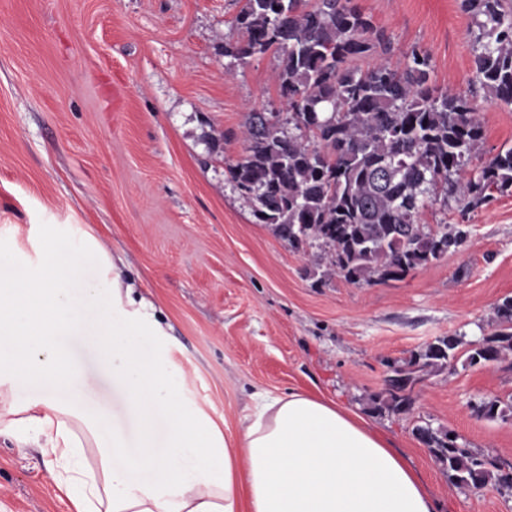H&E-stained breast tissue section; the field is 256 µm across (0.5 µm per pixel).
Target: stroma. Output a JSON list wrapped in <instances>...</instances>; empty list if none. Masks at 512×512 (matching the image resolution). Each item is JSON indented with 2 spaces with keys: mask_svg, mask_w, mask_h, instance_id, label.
Returning <instances> with one entry per match:
<instances>
[{
  "mask_svg": "<svg viewBox=\"0 0 512 512\" xmlns=\"http://www.w3.org/2000/svg\"><path fill=\"white\" fill-rule=\"evenodd\" d=\"M386 30L390 62L411 47L432 57V82L474 78L472 19L460 0H354ZM240 0H0V266L40 268L52 233L79 252L74 292L102 286L85 253L96 239L167 324L163 365L185 378L188 406L236 431L252 397L302 388L358 413L420 475L436 512H512V489L449 482L415 426L454 431L490 470L512 463V356L471 366L512 298V195L468 214L428 205L429 226L462 224L463 247L403 279L351 285L319 246L294 251L257 223L228 167L244 153L249 112H285L278 61L225 57ZM483 155L512 147V105L478 97ZM218 140L221 153H210ZM456 357L423 376L406 412L375 413L387 364L443 336ZM97 379L108 430L137 421L96 349L70 341ZM0 512H74L40 449L0 438Z\"/></svg>",
  "mask_w": 512,
  "mask_h": 512,
  "instance_id": "stroma-1",
  "label": "stroma"
}]
</instances>
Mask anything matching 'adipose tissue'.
Segmentation results:
<instances>
[{
	"label": "adipose tissue",
	"mask_w": 512,
	"mask_h": 512,
	"mask_svg": "<svg viewBox=\"0 0 512 512\" xmlns=\"http://www.w3.org/2000/svg\"><path fill=\"white\" fill-rule=\"evenodd\" d=\"M78 276L71 256L34 277L0 269V387H52L21 411L0 403V437L42 448L75 512H435L416 472L348 408L302 390L265 394L237 435L223 434L185 406L180 386L128 331L102 319L87 339L106 342L101 363L140 420L136 451L122 435H104L105 410L89 405L86 376L68 365L64 336L79 304L120 307L132 324L157 336L163 329L153 305L116 275L106 293L90 288L75 301ZM59 391L73 400L60 403ZM159 412L167 418L161 449Z\"/></svg>",
	"instance_id": "ef3b65f1"
}]
</instances>
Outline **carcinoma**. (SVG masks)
I'll return each mask as SVG.
<instances>
[{"mask_svg": "<svg viewBox=\"0 0 512 512\" xmlns=\"http://www.w3.org/2000/svg\"><path fill=\"white\" fill-rule=\"evenodd\" d=\"M477 32L475 80L466 91L431 82L428 51L411 47L396 65L391 39L353 0H244L237 37L224 56L244 64L279 55L278 86L288 126L250 112L245 154L231 180L258 223L295 251L313 244L354 285L404 278L458 250V224L433 231L422 222L427 204L453 199L463 212L512 194V148L469 173L482 153L477 91L512 105V0H461ZM373 58L367 66L359 64ZM500 330L468 351L470 365L500 362L512 352V299L496 309ZM460 336L439 337L407 360L388 362L378 409L407 410L421 375L456 358ZM512 411L497 400L478 412ZM415 435L456 485L478 487L492 476L486 461L450 438L451 431L417 426Z\"/></svg>", "mask_w": 512, "mask_h": 512, "instance_id": "obj_1", "label": "carcinoma"}]
</instances>
